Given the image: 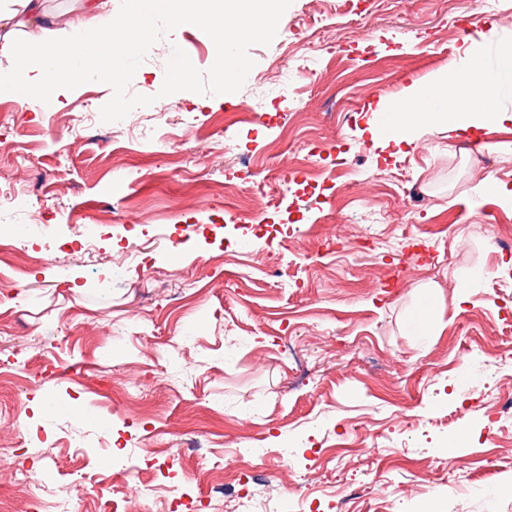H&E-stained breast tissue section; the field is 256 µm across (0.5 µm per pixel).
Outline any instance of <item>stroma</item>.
I'll use <instances>...</instances> for the list:
<instances>
[{
	"label": "stroma",
	"instance_id": "stroma-1",
	"mask_svg": "<svg viewBox=\"0 0 512 512\" xmlns=\"http://www.w3.org/2000/svg\"><path fill=\"white\" fill-rule=\"evenodd\" d=\"M324 10L284 0L272 36L230 47L247 70L220 98L209 38L157 18L121 85L125 110L143 91L170 104L161 148L113 142L102 76L38 115L0 98V189L27 196L19 225L45 227L30 246L82 285L33 278L19 252L0 259V449L17 466L0 473V512H25L23 471L51 475L44 502L68 497L77 512L120 505L133 476L184 490L181 512L200 500L233 512L213 488L239 457L273 512H512L499 491L512 426L485 409L512 392V250L498 245L512 209L484 187L512 190V126L491 133L494 152L444 127L399 146L370 133L371 105L443 70L467 38L512 44V0H340L318 65L274 73L285 46L331 21ZM177 54L193 71L172 90ZM300 157L322 187L281 184L272 234L225 223L226 203L257 208L252 176ZM331 217L344 226L332 251ZM88 226L101 259L68 245ZM123 247L136 260L119 274L103 257ZM424 289L436 308L413 336L404 324Z\"/></svg>",
	"mask_w": 512,
	"mask_h": 512
}]
</instances>
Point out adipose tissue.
<instances>
[{
  "mask_svg": "<svg viewBox=\"0 0 512 512\" xmlns=\"http://www.w3.org/2000/svg\"><path fill=\"white\" fill-rule=\"evenodd\" d=\"M112 0H83L89 23L70 33L51 31L39 22L42 0H0V58L8 62L7 77H0V96L25 99L33 111L62 107L71 86V73H101L120 83L123 64L150 32L156 16L178 29L192 23L215 49L216 96L224 84L244 69L229 47L244 39L272 34V20L283 0H132L122 19L108 10ZM485 48L466 47L458 63L425 85L412 81L404 98L381 104L390 115L394 144L403 143L414 129L448 125L458 132L488 134L512 125V112L499 101L512 97V46L497 49V64L482 62Z\"/></svg>",
  "mask_w": 512,
  "mask_h": 512,
  "instance_id": "ef3b65f1",
  "label": "adipose tissue"
}]
</instances>
